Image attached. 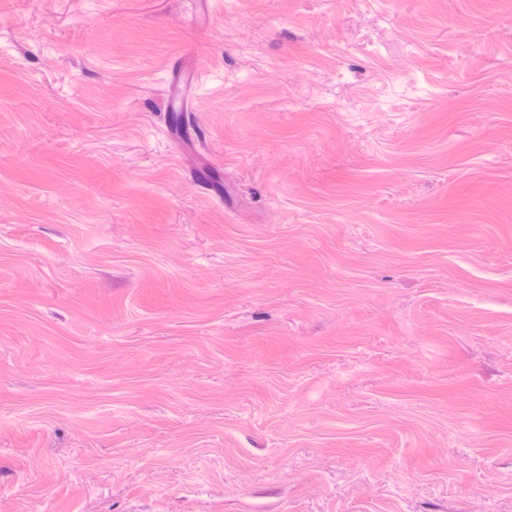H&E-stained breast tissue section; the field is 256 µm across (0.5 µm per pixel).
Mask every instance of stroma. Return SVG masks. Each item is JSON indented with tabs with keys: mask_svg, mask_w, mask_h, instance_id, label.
Masks as SVG:
<instances>
[{
	"mask_svg": "<svg viewBox=\"0 0 512 512\" xmlns=\"http://www.w3.org/2000/svg\"><path fill=\"white\" fill-rule=\"evenodd\" d=\"M193 14L0 0V512H512V0ZM174 84L168 85L171 94L178 92L180 106L188 109L191 106L190 90L197 79V66L193 59H182L178 70L171 72Z\"/></svg>",
	"mask_w": 512,
	"mask_h": 512,
	"instance_id": "obj_1",
	"label": "stroma"
}]
</instances>
